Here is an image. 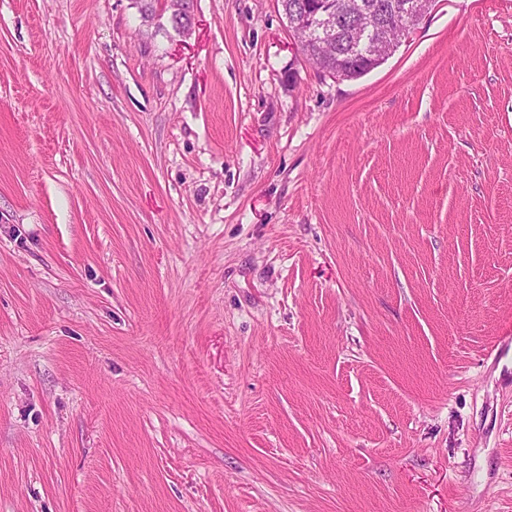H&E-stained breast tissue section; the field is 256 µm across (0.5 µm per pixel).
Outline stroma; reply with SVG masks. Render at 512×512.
I'll return each instance as SVG.
<instances>
[{
	"label": "stroma",
	"mask_w": 512,
	"mask_h": 512,
	"mask_svg": "<svg viewBox=\"0 0 512 512\" xmlns=\"http://www.w3.org/2000/svg\"><path fill=\"white\" fill-rule=\"evenodd\" d=\"M154 7L0 0V512H512V0ZM311 10L304 9L301 6L293 8L289 21V28L294 31H304L308 33V39L305 45L309 46L305 58L311 59L315 55L313 50H317L324 42L336 37L342 32L341 16L339 11L346 0H313ZM338 9V10H337ZM367 2L369 6L372 7H383L390 8L392 2H396L398 4H402L409 0H364ZM434 0H410L409 2L404 3L402 7V15L406 21V33H409L413 28V24L416 19L427 14L432 2ZM355 8L357 26L362 38L349 43V52L355 55L363 53L372 63L386 58L398 45V42L390 40L383 32L386 29V14L380 10L368 9L361 3ZM312 64L322 72L336 71L337 68H341L345 71L347 78H356L370 71L369 66L363 60L349 56L316 59Z\"/></svg>",
	"instance_id": "35a3bbf8"
}]
</instances>
